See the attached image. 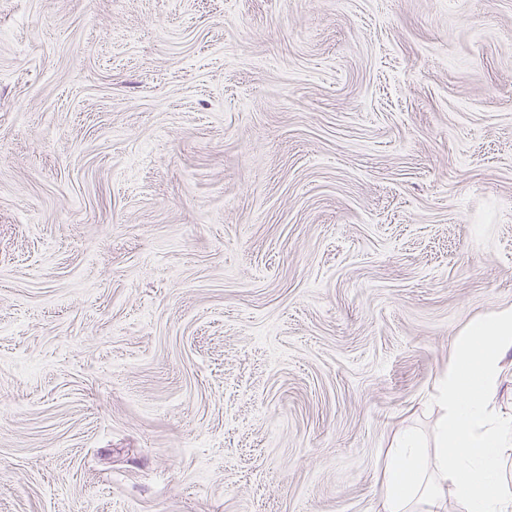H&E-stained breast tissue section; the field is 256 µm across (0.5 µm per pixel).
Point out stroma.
I'll list each match as a JSON object with an SVG mask.
<instances>
[{"label":"stroma","instance_id":"35a3bbf8","mask_svg":"<svg viewBox=\"0 0 512 512\" xmlns=\"http://www.w3.org/2000/svg\"><path fill=\"white\" fill-rule=\"evenodd\" d=\"M512 306V0H0V512H376Z\"/></svg>","mask_w":512,"mask_h":512}]
</instances>
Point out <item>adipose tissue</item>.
<instances>
[{"label":"adipose tissue","instance_id":"1","mask_svg":"<svg viewBox=\"0 0 512 512\" xmlns=\"http://www.w3.org/2000/svg\"><path fill=\"white\" fill-rule=\"evenodd\" d=\"M512 369V306L472 319L455 337L434 443L411 428L399 432L384 463L377 512H512L500 465L512 456V417L497 408Z\"/></svg>","mask_w":512,"mask_h":512}]
</instances>
